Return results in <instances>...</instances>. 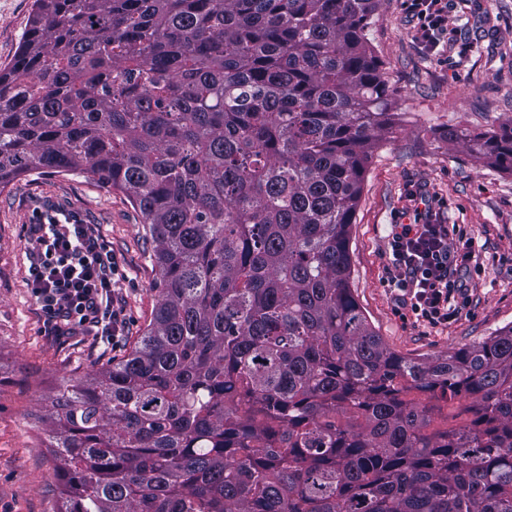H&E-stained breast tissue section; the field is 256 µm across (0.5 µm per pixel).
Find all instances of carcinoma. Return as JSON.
I'll use <instances>...</instances> for the list:
<instances>
[{"mask_svg": "<svg viewBox=\"0 0 512 512\" xmlns=\"http://www.w3.org/2000/svg\"><path fill=\"white\" fill-rule=\"evenodd\" d=\"M379 3L34 0L0 187L96 177L160 274L130 353L56 388L57 512H512V325L408 358L349 285L390 123ZM446 138L512 169V127ZM462 398L470 424L432 428Z\"/></svg>", "mask_w": 512, "mask_h": 512, "instance_id": "carcinoma-1", "label": "carcinoma"}]
</instances>
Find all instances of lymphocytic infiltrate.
<instances>
[{
	"label": "lymphocytic infiltrate",
	"mask_w": 512,
	"mask_h": 512,
	"mask_svg": "<svg viewBox=\"0 0 512 512\" xmlns=\"http://www.w3.org/2000/svg\"><path fill=\"white\" fill-rule=\"evenodd\" d=\"M414 37L429 55H440L448 33V0H409ZM29 286L43 313V332L75 330L112 337V277L117 264L95 225L74 213L50 210L25 227ZM387 284L400 292L417 320L445 325L461 313L467 276L483 264L473 239L450 237L444 224H398L390 240Z\"/></svg>",
	"instance_id": "1"
}]
</instances>
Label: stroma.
Listing matches in <instances>:
<instances>
[{
    "label": "stroma",
    "mask_w": 512,
    "mask_h": 512,
    "mask_svg": "<svg viewBox=\"0 0 512 512\" xmlns=\"http://www.w3.org/2000/svg\"><path fill=\"white\" fill-rule=\"evenodd\" d=\"M33 0H0V69L11 65ZM405 0H382L368 32L396 114L366 166L349 241L351 287L392 351L432 357L512 324V170L449 145L448 129L479 135L512 124V0H449L451 47L434 58L412 37ZM50 209L97 225L118 261L112 342L42 333L27 285L24 227ZM458 224L485 271L470 281L469 305L436 328L415 324L387 284L392 225L415 216ZM139 210L86 174L37 170L0 189V512H57V460L41 418L65 378L121 359L158 303L159 270Z\"/></svg>",
    "instance_id": "stroma-1"
}]
</instances>
